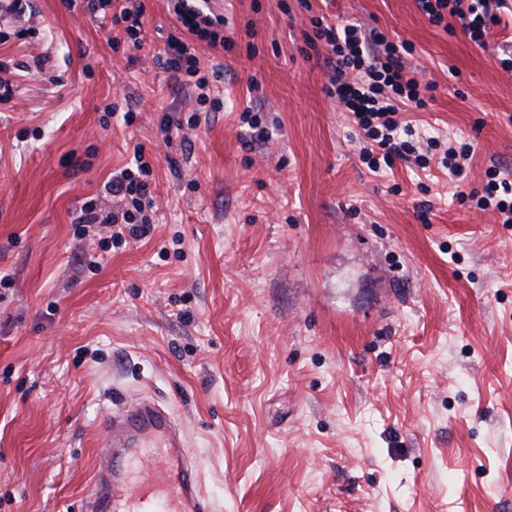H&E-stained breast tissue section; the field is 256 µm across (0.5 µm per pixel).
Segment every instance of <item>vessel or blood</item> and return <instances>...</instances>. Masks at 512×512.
<instances>
[{"label":"vessel or blood","instance_id":"b4317fda","mask_svg":"<svg viewBox=\"0 0 512 512\" xmlns=\"http://www.w3.org/2000/svg\"><path fill=\"white\" fill-rule=\"evenodd\" d=\"M102 463L86 512H207L183 436L159 408L143 404L101 429Z\"/></svg>","mask_w":512,"mask_h":512}]
</instances>
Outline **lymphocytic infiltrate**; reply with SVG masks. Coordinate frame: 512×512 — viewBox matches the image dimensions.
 Masks as SVG:
<instances>
[{"label": "lymphocytic infiltrate", "mask_w": 512, "mask_h": 512, "mask_svg": "<svg viewBox=\"0 0 512 512\" xmlns=\"http://www.w3.org/2000/svg\"><path fill=\"white\" fill-rule=\"evenodd\" d=\"M210 0H168V10L177 21L165 40L163 67L179 84L196 90V102L205 105L210 85L221 80L223 63L201 69L197 44L228 48L224 36L225 19L213 13ZM422 13L434 25L454 21L478 43L484 42L490 26L512 16V0H417ZM86 9L101 24L123 29L132 47L142 43L144 8L141 0H86ZM310 47H322L330 78L326 87L370 141L361 154L371 169L392 167L395 160L415 159L427 166L429 159L419 153L411 131H400L395 118L402 105L424 108L427 90L416 71L408 65L398 45L385 41L376 32L365 33L355 24L314 19ZM152 167L142 149H135L128 167L113 173L105 186L116 201L115 210L103 208L101 201L84 203L79 224H96L108 231L104 245L121 243L126 238L148 236L153 226ZM486 183L478 199L482 209H493L501 223L512 224V180L501 178L498 170L486 173Z\"/></svg>", "instance_id": "obj_1"}]
</instances>
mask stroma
<instances>
[{"instance_id":"1","label":"stroma","mask_w":512,"mask_h":512,"mask_svg":"<svg viewBox=\"0 0 512 512\" xmlns=\"http://www.w3.org/2000/svg\"><path fill=\"white\" fill-rule=\"evenodd\" d=\"M27 3L37 36L0 41L20 65L0 112V512H78L103 420L144 399L184 429L212 512H512V224L475 199L487 168L512 178L499 35L415 0H220L232 46L198 54L224 65L223 107L166 133L197 113L155 63L166 0H142L132 57L83 0ZM338 15L435 84L398 115L436 141L428 168L361 162L304 53ZM464 143L455 177L437 160ZM137 145L154 231L88 268L99 238L74 219Z\"/></svg>"}]
</instances>
